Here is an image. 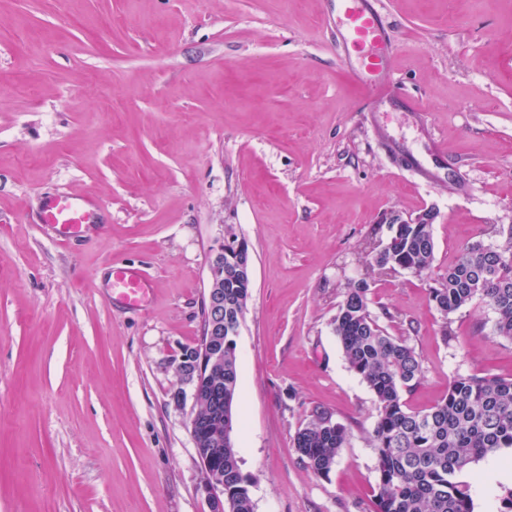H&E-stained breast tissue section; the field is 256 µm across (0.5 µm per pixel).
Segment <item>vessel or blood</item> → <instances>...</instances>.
Wrapping results in <instances>:
<instances>
[{"label": "vessel or blood", "instance_id": "1", "mask_svg": "<svg viewBox=\"0 0 512 512\" xmlns=\"http://www.w3.org/2000/svg\"><path fill=\"white\" fill-rule=\"evenodd\" d=\"M331 24L336 44L368 98L393 97L401 88L392 79L394 67L393 30L386 22L379 0H333ZM41 221L56 232L59 241L82 236L96 223L98 211L89 200L68 193L44 198ZM112 295L127 306H143L149 294L143 275L116 263L112 266Z\"/></svg>", "mask_w": 512, "mask_h": 512}]
</instances>
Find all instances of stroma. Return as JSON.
<instances>
[{
  "instance_id": "obj_1",
  "label": "stroma",
  "mask_w": 512,
  "mask_h": 512,
  "mask_svg": "<svg viewBox=\"0 0 512 512\" xmlns=\"http://www.w3.org/2000/svg\"><path fill=\"white\" fill-rule=\"evenodd\" d=\"M409 102L371 111L336 54L332 0H0V512H208L176 405L202 334L208 260L252 256L232 439L255 512H374L377 402L333 319L393 220L433 227V269L512 227V0H383ZM102 224L62 243L41 199ZM152 284L113 299V263ZM375 274L369 310L424 370L425 410L460 375L512 378V341L474 300ZM451 336H443V327ZM349 442L328 477L294 437L315 412ZM504 448L474 463L497 512Z\"/></svg>"
}]
</instances>
